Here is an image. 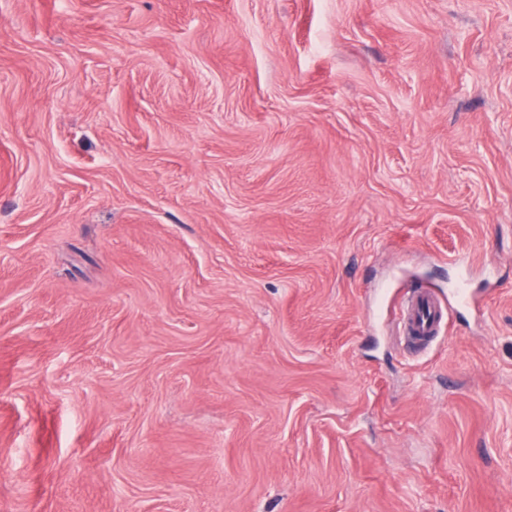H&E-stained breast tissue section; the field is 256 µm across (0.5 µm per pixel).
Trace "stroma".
Segmentation results:
<instances>
[{
	"instance_id": "35a3bbf8",
	"label": "stroma",
	"mask_w": 512,
	"mask_h": 512,
	"mask_svg": "<svg viewBox=\"0 0 512 512\" xmlns=\"http://www.w3.org/2000/svg\"><path fill=\"white\" fill-rule=\"evenodd\" d=\"M0 512H512V0H0ZM443 309L438 302L425 293H415L406 305L405 330L418 345L431 343L440 333Z\"/></svg>"
}]
</instances>
